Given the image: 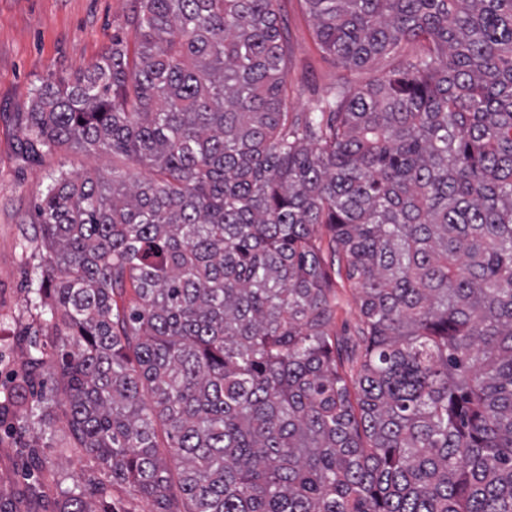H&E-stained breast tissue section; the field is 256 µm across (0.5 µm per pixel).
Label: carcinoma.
Listing matches in <instances>:
<instances>
[{
  "mask_svg": "<svg viewBox=\"0 0 512 512\" xmlns=\"http://www.w3.org/2000/svg\"><path fill=\"white\" fill-rule=\"evenodd\" d=\"M137 2L133 45L33 89L23 131L29 155L149 170L52 173L36 212L28 303L97 494L512 512V0H304L342 69L390 67L302 111L278 0ZM338 268L362 318L346 355ZM12 400L53 427V398Z\"/></svg>",
  "mask_w": 512,
  "mask_h": 512,
  "instance_id": "carcinoma-1",
  "label": "carcinoma"
}]
</instances>
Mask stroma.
I'll return each instance as SVG.
<instances>
[{"label":"stroma","instance_id":"stroma-1","mask_svg":"<svg viewBox=\"0 0 512 512\" xmlns=\"http://www.w3.org/2000/svg\"><path fill=\"white\" fill-rule=\"evenodd\" d=\"M134 0H0V403L18 383L30 340L50 345L48 328L27 302L25 281L41 275L40 229L33 206L46 192L48 174L73 175L113 171L136 177L145 169L126 157L62 147L42 161L19 154L34 86L87 70L112 47L115 37L133 40L130 17ZM279 24L285 32L288 91L305 108L342 75L335 59L321 50L302 0H279ZM361 324L358 291L350 281H336L333 329L348 345L358 342ZM41 437L48 467L32 474L27 447ZM64 417L52 430L33 420L0 410V499L21 496L30 476L43 491L41 512H54L68 491L91 493L102 475L85 454L72 450Z\"/></svg>","mask_w":512,"mask_h":512}]
</instances>
